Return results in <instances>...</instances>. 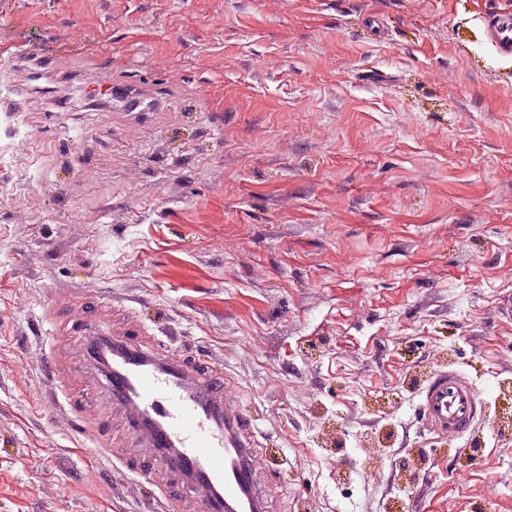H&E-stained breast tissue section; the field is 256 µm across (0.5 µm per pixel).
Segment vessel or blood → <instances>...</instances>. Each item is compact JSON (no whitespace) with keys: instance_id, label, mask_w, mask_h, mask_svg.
I'll return each mask as SVG.
<instances>
[{"instance_id":"1","label":"vessel or blood","mask_w":512,"mask_h":512,"mask_svg":"<svg viewBox=\"0 0 512 512\" xmlns=\"http://www.w3.org/2000/svg\"><path fill=\"white\" fill-rule=\"evenodd\" d=\"M498 49L512 52V14L492 18ZM94 97H111L129 112L155 111L159 102L151 87L131 88L96 80ZM103 296L89 295L71 304L74 321H87V351L97 359L102 347L112 355L102 371L103 390L136 445L121 460L137 477L160 484L173 512H267V495L259 485L254 427L224 386L171 346L145 347L143 329L130 320L112 331ZM419 411L429 433L462 438L471 434L485 411L472 381L446 366L429 376L419 390Z\"/></svg>"}]
</instances>
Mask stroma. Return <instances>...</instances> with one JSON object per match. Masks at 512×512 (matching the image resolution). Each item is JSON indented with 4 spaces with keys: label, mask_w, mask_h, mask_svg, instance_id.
<instances>
[{
    "label": "stroma",
    "mask_w": 512,
    "mask_h": 512,
    "mask_svg": "<svg viewBox=\"0 0 512 512\" xmlns=\"http://www.w3.org/2000/svg\"><path fill=\"white\" fill-rule=\"evenodd\" d=\"M512 0H0V512H165L88 448L49 308L102 294L231 380L270 512H512ZM83 36L73 40L71 28ZM163 96L90 100L85 71ZM80 210L85 221L68 216ZM455 362L473 455L418 417ZM465 472L459 483L457 472ZM491 32L498 49L512 52V14L500 13L492 17ZM112 91V104L127 112H153L160 104L149 86L137 85L128 89L123 85H113Z\"/></svg>",
    "instance_id": "1"
}]
</instances>
